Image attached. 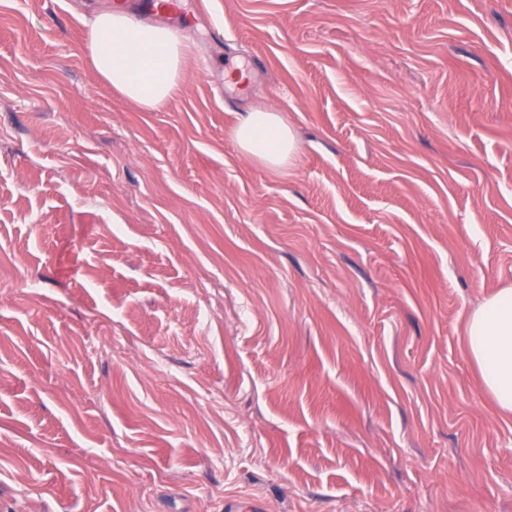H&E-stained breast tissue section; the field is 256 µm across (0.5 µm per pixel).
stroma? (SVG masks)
<instances>
[{"mask_svg": "<svg viewBox=\"0 0 512 512\" xmlns=\"http://www.w3.org/2000/svg\"><path fill=\"white\" fill-rule=\"evenodd\" d=\"M110 2L0 0V512H512L464 345L512 287V0H181L156 112L89 67ZM233 139L243 154L271 167L284 166L296 151L291 130L274 112H247L233 131Z\"/></svg>", "mask_w": 512, "mask_h": 512, "instance_id": "35a3bbf8", "label": "stroma"}]
</instances>
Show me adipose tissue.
I'll list each match as a JSON object with an SVG mask.
<instances>
[{"label": "adipose tissue", "instance_id": "adipose-tissue-1", "mask_svg": "<svg viewBox=\"0 0 512 512\" xmlns=\"http://www.w3.org/2000/svg\"><path fill=\"white\" fill-rule=\"evenodd\" d=\"M85 26L92 70L123 98L156 112L179 92L187 44L177 32L112 8L96 12ZM233 138L243 154L271 167L284 166L296 151L291 130L272 112L246 113ZM465 344L487 393L501 411L512 413V287L496 291L470 314Z\"/></svg>", "mask_w": 512, "mask_h": 512}]
</instances>
